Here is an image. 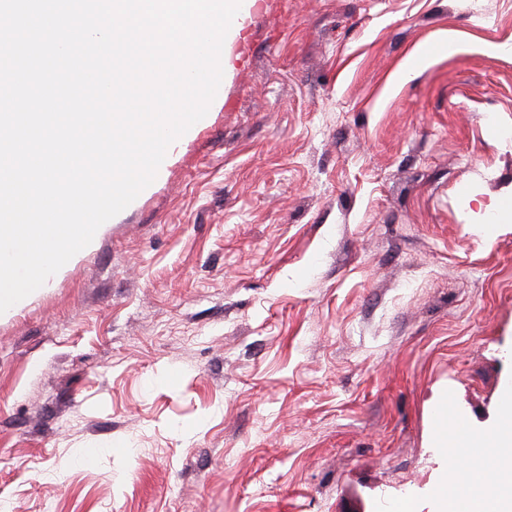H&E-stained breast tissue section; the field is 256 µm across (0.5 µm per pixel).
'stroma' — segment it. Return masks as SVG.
I'll return each mask as SVG.
<instances>
[{"label": "stroma", "mask_w": 512, "mask_h": 512, "mask_svg": "<svg viewBox=\"0 0 512 512\" xmlns=\"http://www.w3.org/2000/svg\"><path fill=\"white\" fill-rule=\"evenodd\" d=\"M486 43L512 0H255L221 102L0 315L12 512H430L435 405L477 434L512 382V53Z\"/></svg>", "instance_id": "stroma-1"}]
</instances>
